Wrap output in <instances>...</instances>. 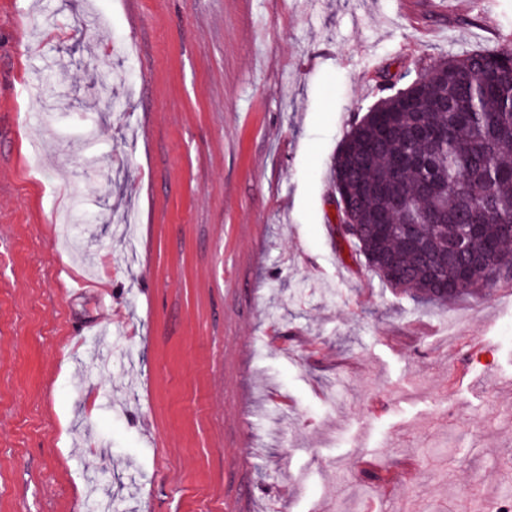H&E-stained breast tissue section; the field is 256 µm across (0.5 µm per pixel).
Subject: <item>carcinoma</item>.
<instances>
[{
  "label": "carcinoma",
  "mask_w": 512,
  "mask_h": 512,
  "mask_svg": "<svg viewBox=\"0 0 512 512\" xmlns=\"http://www.w3.org/2000/svg\"><path fill=\"white\" fill-rule=\"evenodd\" d=\"M511 52L434 62L411 80V111L390 94L378 99L338 148L336 223L353 210L361 232L346 241L394 290L444 303L512 278L498 261L512 248ZM471 238L488 258L460 285Z\"/></svg>",
  "instance_id": "obj_1"
}]
</instances>
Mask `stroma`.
I'll use <instances>...</instances> for the list:
<instances>
[{
    "mask_svg": "<svg viewBox=\"0 0 512 512\" xmlns=\"http://www.w3.org/2000/svg\"><path fill=\"white\" fill-rule=\"evenodd\" d=\"M507 42L512 0H0V512L512 508V282L392 290L332 180L382 74Z\"/></svg>",
    "mask_w": 512,
    "mask_h": 512,
    "instance_id": "obj_1",
    "label": "stroma"
}]
</instances>
